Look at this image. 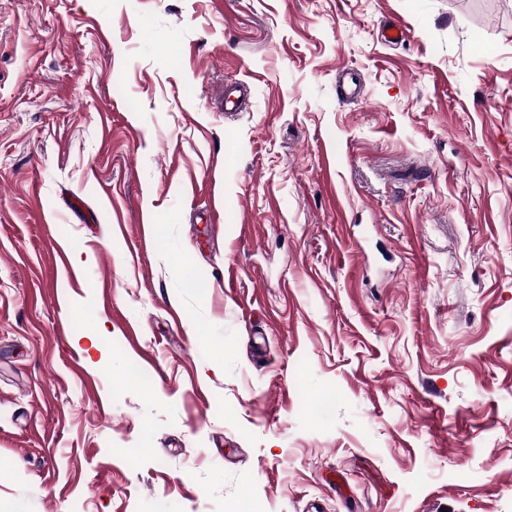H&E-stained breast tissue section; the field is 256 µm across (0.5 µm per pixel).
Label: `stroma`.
Masks as SVG:
<instances>
[{"label": "stroma", "mask_w": 512, "mask_h": 512, "mask_svg": "<svg viewBox=\"0 0 512 512\" xmlns=\"http://www.w3.org/2000/svg\"><path fill=\"white\" fill-rule=\"evenodd\" d=\"M245 500L512 512V0H0V512Z\"/></svg>", "instance_id": "obj_1"}]
</instances>
